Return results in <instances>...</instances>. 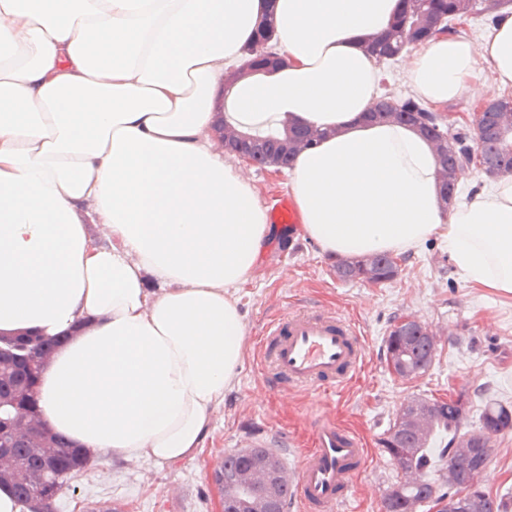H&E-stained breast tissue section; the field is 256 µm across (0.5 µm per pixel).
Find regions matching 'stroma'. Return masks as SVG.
Wrapping results in <instances>:
<instances>
[{
	"mask_svg": "<svg viewBox=\"0 0 512 512\" xmlns=\"http://www.w3.org/2000/svg\"><path fill=\"white\" fill-rule=\"evenodd\" d=\"M500 94L488 65L480 61L465 94L437 112L452 132L470 139L477 112ZM281 230L252 279L236 291L244 315V362L198 456L165 467L138 460H90L85 476L66 483L56 512H91L102 499L112 500L116 512H221L223 498L209 468L212 457L259 434L284 467L296 466L300 450L309 446V422L323 411L370 441L368 468L357 478L346 512H381L387 487L401 478L381 441L405 399H445L467 391L470 430L487 402L512 407V294L464 281L444 244L435 239L398 255L399 274L392 282H344L337 278L333 260L299 236L296 225L285 224ZM309 300L356 323L366 344L365 363L342 390L281 400L266 392L256 366L260 328L272 315ZM405 317L426 323L437 336L431 367L414 379L398 377L386 362L385 339ZM488 467L495 479L486 491L512 503V434L497 442Z\"/></svg>",
	"mask_w": 512,
	"mask_h": 512,
	"instance_id": "35a3bbf8",
	"label": "stroma"
}]
</instances>
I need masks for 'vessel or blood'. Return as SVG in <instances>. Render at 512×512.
<instances>
[{
    "mask_svg": "<svg viewBox=\"0 0 512 512\" xmlns=\"http://www.w3.org/2000/svg\"><path fill=\"white\" fill-rule=\"evenodd\" d=\"M357 325L333 309L307 303L271 319L258 344V365L270 394L332 393L364 365ZM369 462L362 436L330 414L311 422V446L289 471L288 495L300 512H343Z\"/></svg>",
    "mask_w": 512,
    "mask_h": 512,
    "instance_id": "obj_1",
    "label": "vessel or blood"
}]
</instances>
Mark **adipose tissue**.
<instances>
[{
  "label": "adipose tissue",
  "mask_w": 512,
  "mask_h": 512,
  "mask_svg": "<svg viewBox=\"0 0 512 512\" xmlns=\"http://www.w3.org/2000/svg\"><path fill=\"white\" fill-rule=\"evenodd\" d=\"M399 5L0 0V333L58 342L36 390L42 422L97 458L196 457L244 359L235 291L273 234L254 186L211 148L220 121L327 131L289 172L300 230L322 253L437 238L462 279L512 293V175L442 201L419 132L367 119L382 72L364 42ZM268 17L281 61L254 72L245 49ZM479 57L512 87V14L478 51L429 40L410 86L448 103ZM87 200L112 248L87 236Z\"/></svg>",
  "instance_id": "1"
}]
</instances>
